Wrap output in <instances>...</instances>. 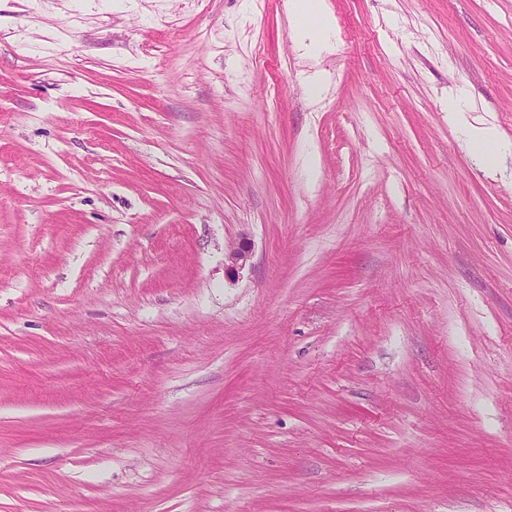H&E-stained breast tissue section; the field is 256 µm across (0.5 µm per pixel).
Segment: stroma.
Returning a JSON list of instances; mask_svg holds the SVG:
<instances>
[{"label": "stroma", "mask_w": 512, "mask_h": 512, "mask_svg": "<svg viewBox=\"0 0 512 512\" xmlns=\"http://www.w3.org/2000/svg\"><path fill=\"white\" fill-rule=\"evenodd\" d=\"M323 3L0 0V512H512V0ZM296 33L308 51L322 52L330 49L333 29L320 0L295 2ZM469 137L475 146L486 152L490 163H495L502 155L512 153V143L501 139L492 127L469 131Z\"/></svg>", "instance_id": "35a3bbf8"}]
</instances>
